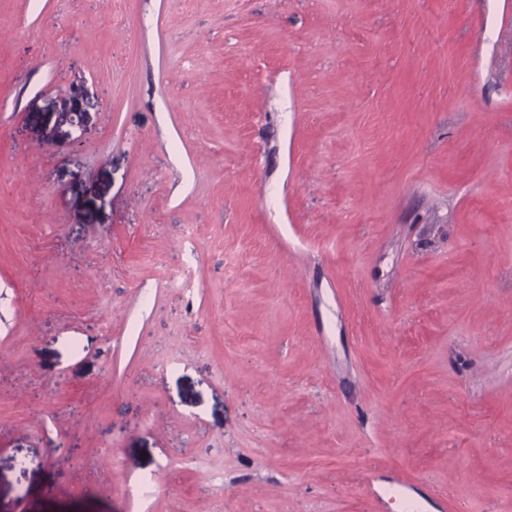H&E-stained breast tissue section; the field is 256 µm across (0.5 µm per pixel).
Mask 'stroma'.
Here are the masks:
<instances>
[{
  "label": "stroma",
  "instance_id": "obj_1",
  "mask_svg": "<svg viewBox=\"0 0 512 512\" xmlns=\"http://www.w3.org/2000/svg\"><path fill=\"white\" fill-rule=\"evenodd\" d=\"M374 483L512 512V0H0V512Z\"/></svg>",
  "mask_w": 512,
  "mask_h": 512
}]
</instances>
